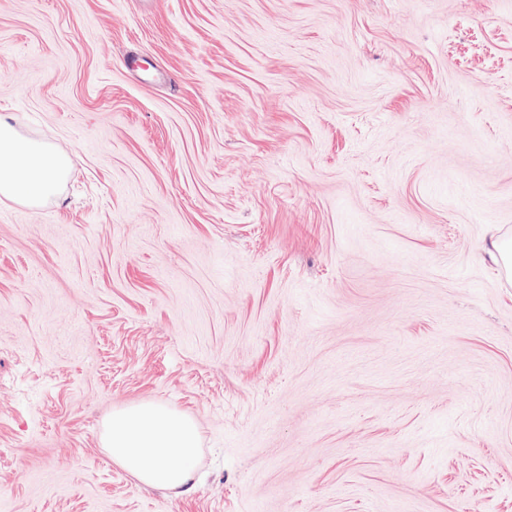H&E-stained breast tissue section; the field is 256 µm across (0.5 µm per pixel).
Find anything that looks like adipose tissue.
<instances>
[{"instance_id": "obj_1", "label": "adipose tissue", "mask_w": 512, "mask_h": 512, "mask_svg": "<svg viewBox=\"0 0 512 512\" xmlns=\"http://www.w3.org/2000/svg\"><path fill=\"white\" fill-rule=\"evenodd\" d=\"M69 171L68 158L23 137L10 115L0 114V197L29 207L55 195ZM102 445L119 467L146 485L185 492L200 455L201 437L187 416L161 404L113 411Z\"/></svg>"}]
</instances>
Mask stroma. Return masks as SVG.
<instances>
[{"mask_svg":"<svg viewBox=\"0 0 512 512\" xmlns=\"http://www.w3.org/2000/svg\"><path fill=\"white\" fill-rule=\"evenodd\" d=\"M0 113L70 159L0 201V512H512V0H0ZM102 445L112 461L148 486L188 491L200 455L201 437L187 416L161 404L115 409Z\"/></svg>","mask_w":512,"mask_h":512,"instance_id":"stroma-1","label":"stroma"}]
</instances>
